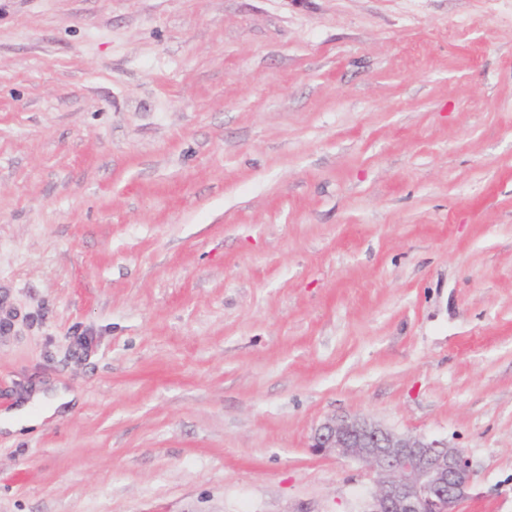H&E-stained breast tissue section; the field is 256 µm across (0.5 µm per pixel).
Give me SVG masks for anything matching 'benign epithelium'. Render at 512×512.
I'll return each mask as SVG.
<instances>
[{"label":"benign epithelium","instance_id":"benign-epithelium-1","mask_svg":"<svg viewBox=\"0 0 512 512\" xmlns=\"http://www.w3.org/2000/svg\"><path fill=\"white\" fill-rule=\"evenodd\" d=\"M312 440L317 451L356 460L375 476L365 512H457L475 475L463 449L369 418H328Z\"/></svg>","mask_w":512,"mask_h":512}]
</instances>
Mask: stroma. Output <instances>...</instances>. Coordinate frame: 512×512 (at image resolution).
Here are the masks:
<instances>
[{"mask_svg": "<svg viewBox=\"0 0 512 512\" xmlns=\"http://www.w3.org/2000/svg\"><path fill=\"white\" fill-rule=\"evenodd\" d=\"M0 512H362L359 415L512 512V0H0ZM76 398V393L57 385L49 391L36 390L12 417L4 422L3 428L13 433L23 434L30 428L41 425L45 418L53 415L63 407L68 408Z\"/></svg>", "mask_w": 512, "mask_h": 512, "instance_id": "obj_1", "label": "stroma"}]
</instances>
